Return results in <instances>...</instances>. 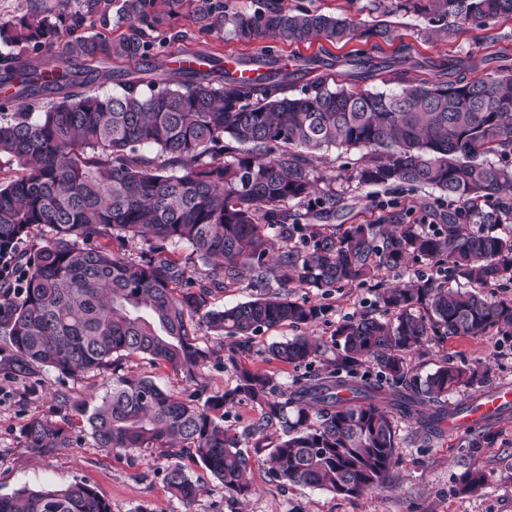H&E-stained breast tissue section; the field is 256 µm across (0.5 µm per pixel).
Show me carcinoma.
<instances>
[{
  "instance_id": "obj_1",
  "label": "carcinoma",
  "mask_w": 512,
  "mask_h": 512,
  "mask_svg": "<svg viewBox=\"0 0 512 512\" xmlns=\"http://www.w3.org/2000/svg\"><path fill=\"white\" fill-rule=\"evenodd\" d=\"M428 18L448 33L512 17V0H390L386 16ZM228 27L244 42L332 45L356 39L381 49L393 29L348 15L293 11L266 0L252 12L231 0H59L15 22H0V157L18 173L0 178V336L10 370L27 379L41 368L75 378L112 373L102 396L73 404L94 445L108 453L165 448L172 494L191 506L201 487L178 459L189 455L224 488L245 498L252 457L241 443L277 425L282 436L266 463L285 483L354 497L382 487L395 463L397 422L433 434L448 420V391H480L482 376L452 363L422 378L407 356L436 336L512 335V300L482 292L512 281V231H467L469 224L512 228V171L492 161L512 156V67L481 76L475 65L425 59L409 45L387 59L354 53L321 63L297 94L289 72L269 66L270 47L244 62L243 76L204 58L206 69L178 66L159 83L164 42ZM128 32L114 34V28ZM59 44L55 54L43 48ZM134 65L116 92L114 65ZM431 69L419 78L414 69ZM395 81L396 91L358 89ZM361 149L351 178L400 183L448 197L445 223L424 232L392 210L369 224L336 229L340 199L317 188L316 152ZM307 203L317 223H302L291 203ZM42 233V243L31 242ZM285 243L270 259L273 240ZM141 245L137 258L128 243ZM191 249L181 264L166 245ZM444 267L376 294L388 317L361 313L336 325L326 342L297 336L269 347L298 366L328 345L327 374L282 388L261 370L235 368V385L199 402L176 397L151 378L121 373L114 358L145 356L193 379L210 359L197 327L250 341L262 329L319 322L325 307L292 300L283 288L330 293L382 282L408 260ZM263 292L224 309L214 291L245 280ZM462 279L474 290L448 285ZM279 290H268L270 284ZM247 400L261 417L239 434L214 412ZM23 447L46 454L70 443L68 429L34 416ZM487 473L468 471L462 490ZM0 512H111L84 483L23 489L0 497Z\"/></svg>"
}]
</instances>
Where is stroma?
<instances>
[{"mask_svg": "<svg viewBox=\"0 0 512 512\" xmlns=\"http://www.w3.org/2000/svg\"><path fill=\"white\" fill-rule=\"evenodd\" d=\"M394 21L399 42L386 44V54H396L400 42L413 47L416 59H467L493 57L512 62V20L495 19L487 26H466L451 36L435 35L424 41L418 36L427 21L416 15H397ZM193 48L220 60H242L259 52V43L245 44L232 33L197 37ZM361 150L330 149L321 152L314 174L328 178L338 194L341 209L337 221L358 224L369 219L375 205L396 202L407 221L425 231L439 223L444 208L440 194L431 189L412 191L405 187L384 189L361 186L350 174L360 163ZM293 298L324 305L322 321L306 333L329 338L337 323L363 312H376L373 285H355L330 294L299 288ZM292 328L261 330L249 343L217 336L199 329L198 343L212 353L197 379H187L168 366L137 356L119 361L123 372L153 379L163 389L185 398L200 393L210 396L231 388L235 365L273 374L279 382L291 384L313 370L329 371L336 357L323 349L310 368H293L272 359V343L295 336ZM11 351L0 340V496L39 486H65L82 482L93 487L111 506L112 512H512V413L482 429L442 434L424 439L417 425L398 424L395 463L385 485L358 497H341L321 488L283 484L268 469L265 459L281 434L279 427L267 429L261 449L253 454L249 480L252 495L240 498L229 493L193 459L182 464L203 488L192 507H184L170 493L165 474L171 460L165 449L151 448L134 454H108L96 448L81 419L71 410L73 402L100 396L111 384L109 374H90L78 379H59L56 372L41 371L38 376L14 379L8 365ZM415 373L424 375L450 361L485 370L486 386L512 383V337L491 332L477 337L443 336L434 338L408 356ZM34 416L72 423V440L67 447L39 455L23 448L21 432ZM482 467L488 473L485 487L466 493L460 480L470 468Z\"/></svg>", "mask_w": 512, "mask_h": 512, "instance_id": "stroma-1", "label": "stroma"}]
</instances>
